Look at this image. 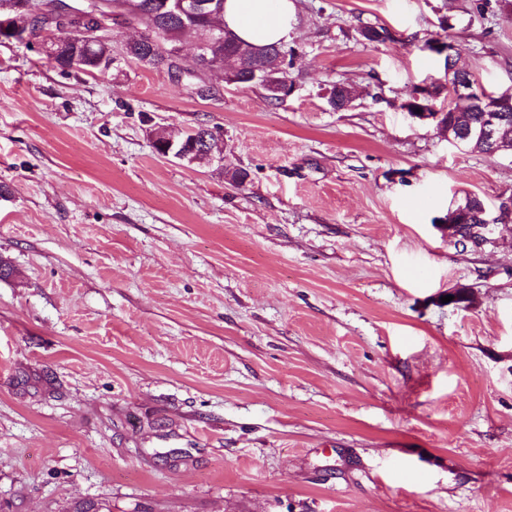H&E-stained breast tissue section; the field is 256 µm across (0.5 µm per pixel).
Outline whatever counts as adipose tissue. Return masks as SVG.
<instances>
[{"label": "adipose tissue", "instance_id": "adipose-tissue-1", "mask_svg": "<svg viewBox=\"0 0 512 512\" xmlns=\"http://www.w3.org/2000/svg\"><path fill=\"white\" fill-rule=\"evenodd\" d=\"M294 13L292 0H224V27L249 45L284 43L291 37Z\"/></svg>", "mask_w": 512, "mask_h": 512}]
</instances>
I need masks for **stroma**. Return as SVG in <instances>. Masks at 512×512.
Returning <instances> with one entry per match:
<instances>
[{"mask_svg": "<svg viewBox=\"0 0 512 512\" xmlns=\"http://www.w3.org/2000/svg\"><path fill=\"white\" fill-rule=\"evenodd\" d=\"M293 2L278 102L126 58L122 15L104 73L0 41V512H512V224L441 223L512 195V151L400 107L447 14L512 91V0ZM337 81L382 98L332 111ZM201 125L219 163L152 146Z\"/></svg>", "mask_w": 512, "mask_h": 512, "instance_id": "1", "label": "stroma"}]
</instances>
